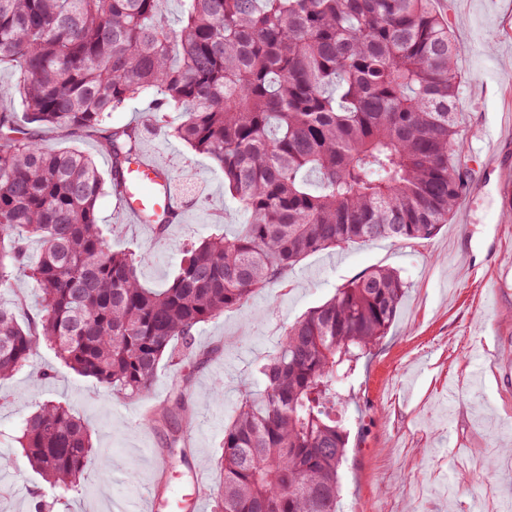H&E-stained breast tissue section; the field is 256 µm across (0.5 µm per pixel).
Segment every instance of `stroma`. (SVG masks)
Wrapping results in <instances>:
<instances>
[{
  "instance_id": "35a3bbf8",
  "label": "stroma",
  "mask_w": 512,
  "mask_h": 512,
  "mask_svg": "<svg viewBox=\"0 0 512 512\" xmlns=\"http://www.w3.org/2000/svg\"><path fill=\"white\" fill-rule=\"evenodd\" d=\"M464 53L459 104L466 148L475 152L473 200L448 226L415 245L388 239L352 243L305 257L283 286L254 295L239 310L201 324L193 364L162 362L150 398L116 395L64 366L47 348L0 380V512H118L166 479L171 499L189 497V471L204 489L220 480L224 425L242 392L261 385L259 368L288 325L331 299L366 270L397 271L408 292L387 334L357 367L347 408L349 443L339 512H504L512 503V141L491 143L487 130L512 117V0H433ZM147 129L141 149L174 176L184 208L167 232L131 223L112 187L97 202L98 222L113 248L135 253L138 275L161 288L176 274L182 250L215 235L234 236L249 216L224 188V172L171 133ZM58 149L91 155L102 176L111 159L96 136L42 132ZM502 282L498 292L488 284ZM0 300L20 324L41 314L35 282L16 274ZM190 379L187 416L162 412ZM62 402L83 418L100 457L80 482L58 494L29 465L17 438L42 404ZM179 444H172V437Z\"/></svg>"
}]
</instances>
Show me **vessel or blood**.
I'll use <instances>...</instances> for the list:
<instances>
[{"mask_svg":"<svg viewBox=\"0 0 512 512\" xmlns=\"http://www.w3.org/2000/svg\"><path fill=\"white\" fill-rule=\"evenodd\" d=\"M159 171V164L143 155L128 169L119 189L120 207L135 223L169 224L181 210L169 181Z\"/></svg>","mask_w":512,"mask_h":512,"instance_id":"vessel-or-blood-1","label":"vessel or blood"}]
</instances>
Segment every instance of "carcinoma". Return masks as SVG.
<instances>
[{
	"instance_id": "carcinoma-1",
	"label": "carcinoma",
	"mask_w": 512,
	"mask_h": 512,
	"mask_svg": "<svg viewBox=\"0 0 512 512\" xmlns=\"http://www.w3.org/2000/svg\"><path fill=\"white\" fill-rule=\"evenodd\" d=\"M0 0V61L16 67L24 122L0 113V289L41 291L23 328L0 302V379L40 344L125 397H149L163 359L192 360L194 330L285 283L302 258L355 242L414 243L448 223L473 180L460 140L458 55L432 0ZM142 92L182 113L173 135L224 169L248 213L233 239L191 245L163 288L112 249L93 159L39 139L96 132L123 182L142 129L109 125ZM40 247L25 262L23 241ZM407 282L366 271L288 327L224 426L216 512H337L345 407L362 355ZM189 379L163 411H185ZM19 443L51 485L95 462L87 425L49 401Z\"/></svg>"
}]
</instances>
